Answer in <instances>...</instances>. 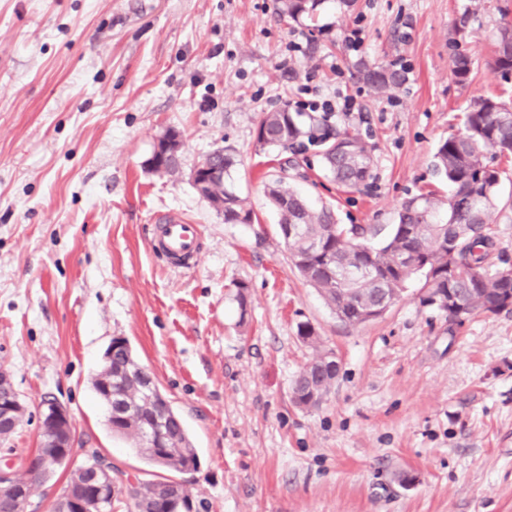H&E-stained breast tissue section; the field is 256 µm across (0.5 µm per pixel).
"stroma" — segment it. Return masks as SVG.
Masks as SVG:
<instances>
[{"mask_svg":"<svg viewBox=\"0 0 512 512\" xmlns=\"http://www.w3.org/2000/svg\"><path fill=\"white\" fill-rule=\"evenodd\" d=\"M468 6L320 0L294 21L274 0H0V367L28 408L9 442L15 473L53 397L76 443L141 480L163 477L112 432L91 384L120 336L182 417L199 462L176 479L208 512H512V311L449 326L421 304L416 277L383 316L342 324L288 258L265 191L279 158L256 143L263 113L300 87L358 90L363 116L332 123L374 145L366 186L327 181L309 150L294 188L346 226L393 224L422 192L446 197L431 168L438 144L474 100L512 104V82L492 68L512 0ZM357 26L355 52L345 37ZM293 41L302 52L289 54ZM457 49L472 59L463 82ZM362 61L406 65L403 87L373 93ZM171 128L182 140L175 179L149 165ZM224 146L257 223H225L190 182ZM494 165L497 250L512 265V159ZM164 212L199 224L197 265L153 252ZM304 323L341 361L315 407L292 398L315 351Z\"/></svg>","mask_w":512,"mask_h":512,"instance_id":"obj_1","label":"stroma"}]
</instances>
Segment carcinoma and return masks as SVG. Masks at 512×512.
<instances>
[{
  "mask_svg": "<svg viewBox=\"0 0 512 512\" xmlns=\"http://www.w3.org/2000/svg\"><path fill=\"white\" fill-rule=\"evenodd\" d=\"M319 0H276V10L297 20L315 10ZM469 56L458 51L453 71L459 81L468 78ZM493 69L504 81L512 79V24L502 27L496 40ZM361 79L377 93L400 88L405 75L385 65H358ZM302 113L288 108L266 113L259 122L257 143L261 148L306 150L313 146L328 178L346 189H357L371 177L373 147L360 134L339 133L327 119L300 121ZM490 151L512 154V108L482 98L463 113L462 127L450 135L433 155V173L448 182L445 200L418 194L402 202L397 222L385 233L373 225L337 223L336 212L323 205L313 208L288 184V167L268 184V196L279 214V223L292 224L297 232L285 242L289 258L304 281L315 288L336 318L345 325H360L359 311L374 309L384 298L395 302L409 280L423 277L421 303L448 316L449 325L462 323L458 313L497 314L508 308L512 293V268L494 260L492 227L497 205L499 171L486 161ZM224 163V186L207 200L224 214L226 224H250L253 213L229 182L235 167L233 153L218 157ZM445 218H440V213ZM109 369L101 370L94 388L102 400L112 395V432L137 441L138 451L153 465L183 472L197 465L181 416L172 408L152 375L144 371L129 342L112 339ZM326 352L316 350L296 378L292 394L301 406H317L328 395L336 373L318 364ZM55 473L46 449L37 448L27 474L18 484L34 492L42 480ZM80 468L69 474L53 505L64 512L68 498L85 482ZM177 481L126 480L128 512H192L204 508L192 496L177 501Z\"/></svg>",
  "mask_w": 512,
  "mask_h": 512,
  "instance_id": "1",
  "label": "carcinoma"
}]
</instances>
